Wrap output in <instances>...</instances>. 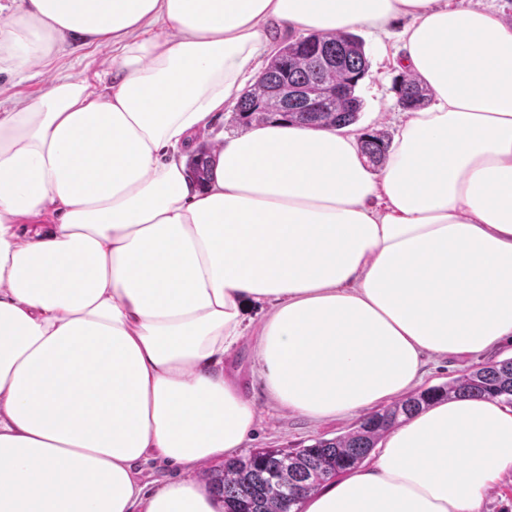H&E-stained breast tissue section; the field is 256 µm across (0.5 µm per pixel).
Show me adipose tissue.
<instances>
[{"label": "adipose tissue", "mask_w": 512, "mask_h": 512, "mask_svg": "<svg viewBox=\"0 0 512 512\" xmlns=\"http://www.w3.org/2000/svg\"><path fill=\"white\" fill-rule=\"evenodd\" d=\"M396 31L430 106L371 169L351 128L256 124L184 158L261 71L269 29ZM110 83L56 77L0 112V512H217L192 479L270 398L353 418L429 359L512 343V15L480 0H20L0 72L67 40ZM269 308L259 322L247 304ZM181 478L145 490L154 457ZM512 469V406L461 398L387 433L305 512H479ZM210 152V149L206 145L202 144L198 147L195 154L190 156L189 159V154L185 157V165L188 159V172L191 177L200 184L206 182L210 176V170L207 163V158Z\"/></svg>", "instance_id": "ef3b65f1"}]
</instances>
